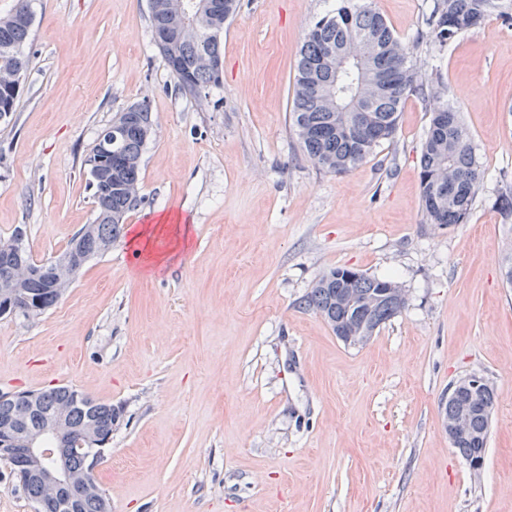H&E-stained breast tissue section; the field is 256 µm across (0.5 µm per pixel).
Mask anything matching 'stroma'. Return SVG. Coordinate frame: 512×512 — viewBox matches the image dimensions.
I'll return each mask as SVG.
<instances>
[{
	"label": "stroma",
	"mask_w": 512,
	"mask_h": 512,
	"mask_svg": "<svg viewBox=\"0 0 512 512\" xmlns=\"http://www.w3.org/2000/svg\"><path fill=\"white\" fill-rule=\"evenodd\" d=\"M448 88L485 173L468 223H426L430 106L409 97L392 141L344 174L289 126L296 58L336 0H239L221 86L178 90L148 0H31L29 58L0 123V237L63 251L95 210L83 160L128 105L154 134L127 224L185 218L189 247L145 274L125 239L91 258L39 319L0 317V391L67 385L122 413L95 475L111 512H512V21L444 49L433 0H358ZM390 276L406 306L348 345L302 297L325 271ZM496 394L485 462L448 439L450 385Z\"/></svg>",
	"instance_id": "1"
}]
</instances>
